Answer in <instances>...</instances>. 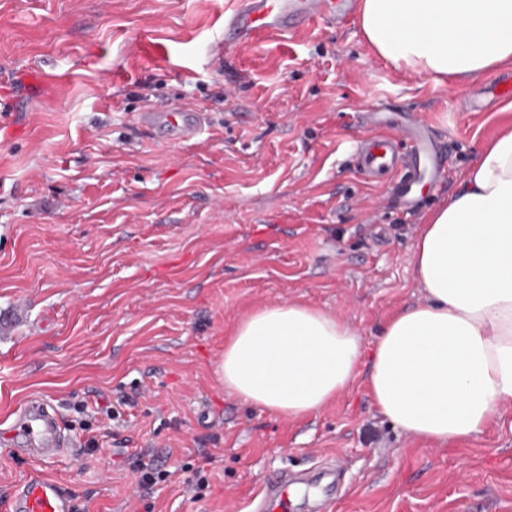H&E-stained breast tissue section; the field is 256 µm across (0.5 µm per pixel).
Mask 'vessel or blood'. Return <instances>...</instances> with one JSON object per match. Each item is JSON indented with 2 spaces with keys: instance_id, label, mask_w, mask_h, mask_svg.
Segmentation results:
<instances>
[{
  "instance_id": "obj_1",
  "label": "vessel or blood",
  "mask_w": 512,
  "mask_h": 512,
  "mask_svg": "<svg viewBox=\"0 0 512 512\" xmlns=\"http://www.w3.org/2000/svg\"><path fill=\"white\" fill-rule=\"evenodd\" d=\"M356 0H238L224 16V37L232 44L248 46L260 34L283 33L350 18ZM140 121L151 128L165 127L180 138L193 137L200 123H185L179 108L168 104L141 113ZM427 120L416 116L396 129L376 122L356 151L361 176L386 182L402 205H412L424 172L434 170V158L425 144ZM22 439V452L37 460L53 458L63 448L65 437L56 412L46 403L32 401L21 407L4 432ZM298 475L281 470L264 477L254 512H289ZM13 512H73L74 499L59 481L35 476L11 493Z\"/></svg>"
}]
</instances>
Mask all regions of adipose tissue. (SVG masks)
<instances>
[{
	"mask_svg": "<svg viewBox=\"0 0 512 512\" xmlns=\"http://www.w3.org/2000/svg\"><path fill=\"white\" fill-rule=\"evenodd\" d=\"M357 23L395 69L441 82L512 64V0H359ZM411 262L423 300L387 322L367 386L394 426L445 447L512 404V125L430 214ZM360 357L355 328L288 301L235 324L217 375L228 394L299 419L349 388Z\"/></svg>",
	"mask_w": 512,
	"mask_h": 512,
	"instance_id": "1",
	"label": "adipose tissue"
}]
</instances>
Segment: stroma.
<instances>
[{"instance_id":"stroma-1","label":"stroma","mask_w":512,"mask_h":512,"mask_svg":"<svg viewBox=\"0 0 512 512\" xmlns=\"http://www.w3.org/2000/svg\"><path fill=\"white\" fill-rule=\"evenodd\" d=\"M235 4L0 0V432L42 398L68 441L38 462L0 436V512L35 472L75 512H125L141 457L170 473L155 512H250L267 474L325 457L342 471L330 512H512V405L433 448L367 388L386 321L422 299L415 239L512 109L463 111L482 79L394 69L353 20L217 44ZM30 68L46 76L34 95ZM167 100L201 113L196 136L140 125ZM379 106L434 128L443 185L412 211L355 168ZM288 301L336 314L363 347L351 386L298 420L215 373L239 319ZM124 395L117 420L99 413Z\"/></svg>"}]
</instances>
